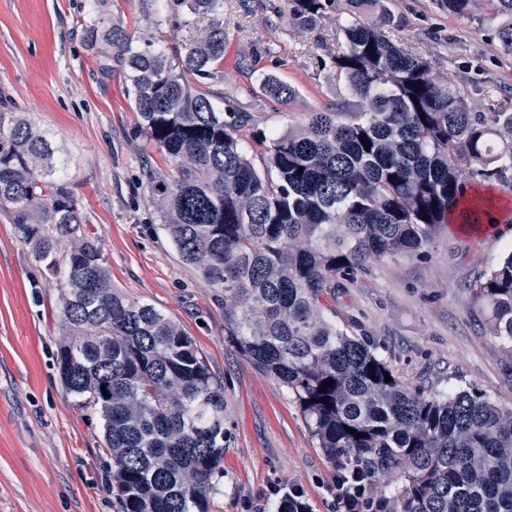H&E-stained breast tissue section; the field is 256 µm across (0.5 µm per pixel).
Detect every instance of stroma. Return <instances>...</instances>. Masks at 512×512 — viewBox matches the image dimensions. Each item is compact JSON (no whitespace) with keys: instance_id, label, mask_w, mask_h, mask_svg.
I'll list each match as a JSON object with an SVG mask.
<instances>
[{"instance_id":"stroma-1","label":"stroma","mask_w":512,"mask_h":512,"mask_svg":"<svg viewBox=\"0 0 512 512\" xmlns=\"http://www.w3.org/2000/svg\"><path fill=\"white\" fill-rule=\"evenodd\" d=\"M389 35L426 58L436 77H469L475 111L512 109V54L487 8L449 15L439 0H385ZM334 9L317 30L295 26L284 0H224V62L210 89L224 99L242 144L285 132L345 87L330 57L345 44ZM112 19L137 39H190L159 24L140 0H0V106L27 113L59 148L57 179L78 199L85 232L99 239L112 284L192 336L224 383V476L210 512H277L300 488L309 512H329L334 469L298 404L275 378L224 339V307L184 266L147 196V170L175 164L140 133L120 66L104 73L83 24ZM296 91L280 103L263 78ZM496 202L476 227L438 230L427 255L368 261L339 280L332 311L377 347L409 385L445 395L470 386L512 407V355L485 334L467 289L512 249V191L483 185ZM59 279L43 273L0 210V512H117L102 421L63 388Z\"/></svg>"}]
</instances>
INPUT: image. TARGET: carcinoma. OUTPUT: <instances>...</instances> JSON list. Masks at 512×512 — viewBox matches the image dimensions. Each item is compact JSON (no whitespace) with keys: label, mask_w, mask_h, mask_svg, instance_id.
<instances>
[{"label":"carcinoma","mask_w":512,"mask_h":512,"mask_svg":"<svg viewBox=\"0 0 512 512\" xmlns=\"http://www.w3.org/2000/svg\"><path fill=\"white\" fill-rule=\"evenodd\" d=\"M152 2L165 22L205 27L180 45L137 42L103 18L84 34L113 48L142 133L177 162L172 175L149 174V197L180 261L224 303L225 338L292 392L331 464L400 467L375 512H512V408L475 386L441 397L404 384L327 315L336 276L425 255L449 215L467 223L487 202L476 185L512 187V112L474 111L466 87L395 43L382 0H344L333 64L349 97L257 141L263 175L201 90L224 61V0ZM291 2L308 29L332 7ZM440 2L468 16L477 0ZM491 2L512 54V0ZM262 89L296 94L270 78ZM56 152L24 113L0 110V208L42 270L63 272L61 381L103 421L119 512H209L224 476V384L178 323L112 288L101 244L53 179ZM60 236L71 239L63 255ZM468 290L486 334L512 353V250Z\"/></svg>","instance_id":"1"}]
</instances>
